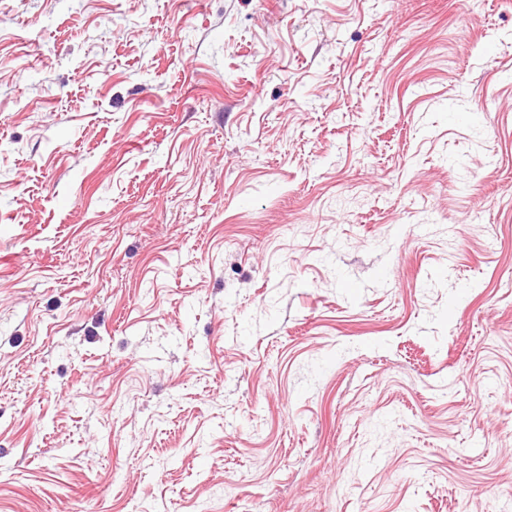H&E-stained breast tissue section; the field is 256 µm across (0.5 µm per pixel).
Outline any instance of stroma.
Instances as JSON below:
<instances>
[{
  "label": "stroma",
  "mask_w": 512,
  "mask_h": 512,
  "mask_svg": "<svg viewBox=\"0 0 512 512\" xmlns=\"http://www.w3.org/2000/svg\"><path fill=\"white\" fill-rule=\"evenodd\" d=\"M0 512H512V0H0Z\"/></svg>",
  "instance_id": "stroma-1"
}]
</instances>
